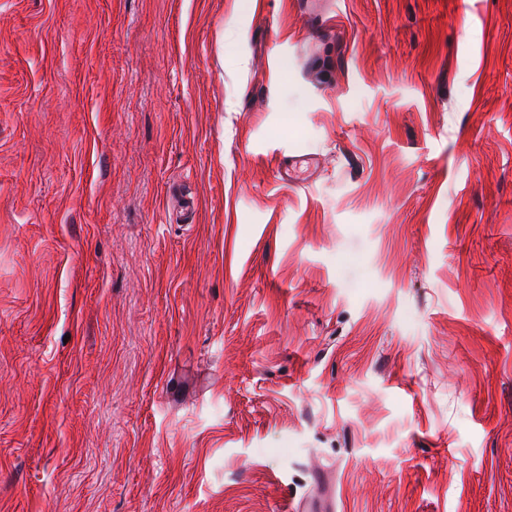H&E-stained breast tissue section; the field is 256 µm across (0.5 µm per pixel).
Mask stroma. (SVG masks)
Segmentation results:
<instances>
[{"label":"stroma","mask_w":512,"mask_h":512,"mask_svg":"<svg viewBox=\"0 0 512 512\" xmlns=\"http://www.w3.org/2000/svg\"><path fill=\"white\" fill-rule=\"evenodd\" d=\"M317 491L512 512V0H0V512Z\"/></svg>","instance_id":"35a3bbf8"}]
</instances>
